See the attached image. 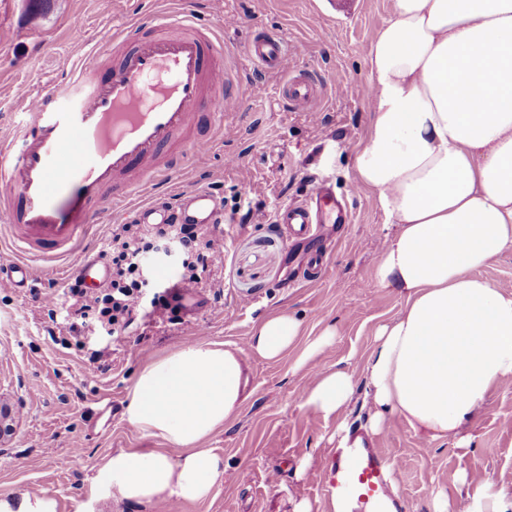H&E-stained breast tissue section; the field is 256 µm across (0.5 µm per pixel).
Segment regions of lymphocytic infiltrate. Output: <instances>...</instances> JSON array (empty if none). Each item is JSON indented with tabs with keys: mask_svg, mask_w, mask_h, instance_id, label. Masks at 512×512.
<instances>
[{
	"mask_svg": "<svg viewBox=\"0 0 512 512\" xmlns=\"http://www.w3.org/2000/svg\"><path fill=\"white\" fill-rule=\"evenodd\" d=\"M151 254L175 258L182 268L180 284L194 288L201 283V270L224 261L223 245L194 226L172 224L147 234L136 224L117 225L110 245L109 288L92 292L77 278L67 287L75 319H93L115 334L140 315L164 319L175 314L169 290L158 287L150 277L145 259Z\"/></svg>",
	"mask_w": 512,
	"mask_h": 512,
	"instance_id": "lymphocytic-infiltrate-1",
	"label": "lymphocytic infiltrate"
}]
</instances>
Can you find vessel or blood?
Wrapping results in <instances>:
<instances>
[{"label":"vessel or blood","instance_id":"vessel-or-blood-1","mask_svg":"<svg viewBox=\"0 0 512 512\" xmlns=\"http://www.w3.org/2000/svg\"><path fill=\"white\" fill-rule=\"evenodd\" d=\"M219 32L199 28L188 12L160 17L146 32L124 23L96 44L91 62L65 87L26 98L32 124L20 141L0 142V227L25 257L0 260V288H28L32 260L69 256L96 217L115 206H128L141 224H221L224 207L205 189L182 194L175 214L136 200L170 184L224 131L229 97ZM241 54L254 69L283 74L280 96L290 107L317 100L315 80L294 73L293 48L281 35L254 32ZM330 219L344 224L349 214L322 190L277 213L295 243L313 239ZM68 274L101 284L109 276L88 259L71 264ZM394 466L390 452L368 443L329 452L319 474L322 494L332 512H392Z\"/></svg>","mask_w":512,"mask_h":512}]
</instances>
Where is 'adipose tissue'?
Segmentation results:
<instances>
[{
  "instance_id": "1",
  "label": "adipose tissue",
  "mask_w": 512,
  "mask_h": 512,
  "mask_svg": "<svg viewBox=\"0 0 512 512\" xmlns=\"http://www.w3.org/2000/svg\"><path fill=\"white\" fill-rule=\"evenodd\" d=\"M365 65L374 95L354 176L396 227L375 281L405 307L377 328L364 385L329 371L307 388L304 405L338 416L361 391L369 434L381 433L391 412L424 438L463 448L489 392L512 380V291L479 274L512 250V0H394ZM300 336V321L280 311L248 346L272 362L299 350V369L323 348L299 349ZM242 402V351L229 343L191 341L145 364L125 419L178 454L114 453L77 512L114 496L207 500L224 458L205 442Z\"/></svg>"
}]
</instances>
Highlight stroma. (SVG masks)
I'll return each instance as SVG.
<instances>
[{
    "mask_svg": "<svg viewBox=\"0 0 512 512\" xmlns=\"http://www.w3.org/2000/svg\"><path fill=\"white\" fill-rule=\"evenodd\" d=\"M392 7L393 0H0V139L20 136L31 121L19 90L35 95L66 83L72 66L85 62L113 26L133 17L149 21L160 9L192 12L204 26L230 18L224 67L239 91L224 115L223 143L192 158L172 180L173 193L202 186L224 203V222L210 232L224 239V263L203 275L211 307L171 321L141 317L114 336L88 327L73 337L66 261L34 262L33 288L0 289V406L12 415L0 434V493H45L58 512H76L112 453L166 447L165 439L128 425V395L145 362L173 351L202 324L205 340L245 351L239 415L206 442L223 456V476L201 503L115 500L102 512H294L302 501L326 512L318 475L339 445L337 421L303 407V392L320 371L344 369L363 380L377 326L404 307L374 280L379 248L393 228L353 170L373 93L364 59ZM258 29L297 46L296 71L322 86L319 120L284 104L281 74L255 71L241 58L243 42ZM340 84L348 95H337ZM229 153L238 164H226ZM322 183L346 202L350 221L289 250L277 212ZM317 250L327 252V266L318 280H304L300 266ZM275 311L301 320L302 344L329 330L330 345L299 370L292 358L269 362L247 351L254 329ZM95 349L103 351L105 368L88 380L87 357ZM107 396L112 411L104 415ZM465 434L464 449L451 439L426 441L394 417L372 437L374 447L390 449L397 460L390 491L407 512H431L435 490L456 501L487 480L512 496V381L490 391Z\"/></svg>",
    "mask_w": 512,
    "mask_h": 512,
    "instance_id": "1",
    "label": "stroma"
}]
</instances>
